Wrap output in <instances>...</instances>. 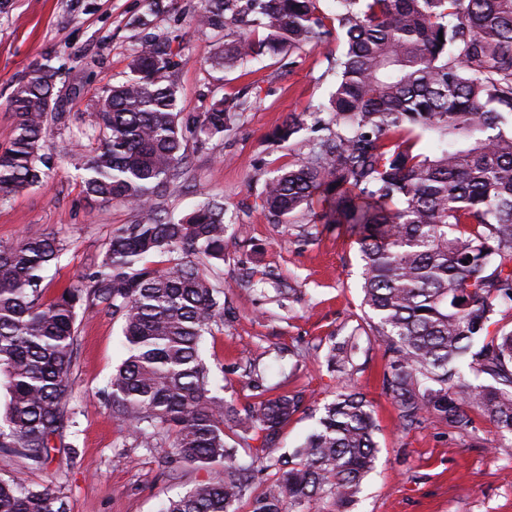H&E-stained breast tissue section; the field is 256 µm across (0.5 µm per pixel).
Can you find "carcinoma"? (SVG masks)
I'll return each instance as SVG.
<instances>
[{
	"mask_svg": "<svg viewBox=\"0 0 512 512\" xmlns=\"http://www.w3.org/2000/svg\"><path fill=\"white\" fill-rule=\"evenodd\" d=\"M203 0L197 24L224 35L212 59L232 72L322 37L343 41L331 60L336 84L318 111L326 134L300 141L296 160L265 183L259 207L277 224L308 217L345 227L359 246L361 329L387 357L383 386L399 428L428 415L467 431L475 417L512 436V0ZM175 51L146 35L97 113L104 137L76 157L84 191L100 204L137 208L140 218L112 235L84 286L42 300V273L61 251L57 237L31 231L0 245V450L44 467L73 423L68 402L78 311L123 322L127 357L112 373L111 410L145 440L171 438L179 459L224 463V481L202 483L162 512H239L256 473L277 478L250 512H317L330 499L344 512L372 472L378 448L372 405L357 390L336 392L293 452L280 432L302 409L294 390L239 410L218 395L201 354L223 316L221 291L202 266L224 261V207L197 205L175 220L163 198L188 169V143L229 129L241 103L216 99L184 112ZM58 69L39 63L10 97L16 127L0 150V199L44 182ZM301 129L290 115L273 132ZM435 136L431 154L417 141ZM175 254L160 266L155 255ZM468 263H463L467 257ZM500 325L495 333L488 327ZM355 343L332 345L327 368L349 373ZM485 379L474 384L468 376ZM258 441L252 462L238 447ZM0 512H68L51 487L0 481Z\"/></svg>",
	"mask_w": 512,
	"mask_h": 512,
	"instance_id": "1",
	"label": "carcinoma"
}]
</instances>
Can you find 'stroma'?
<instances>
[{"mask_svg":"<svg viewBox=\"0 0 512 512\" xmlns=\"http://www.w3.org/2000/svg\"><path fill=\"white\" fill-rule=\"evenodd\" d=\"M201 0H13L0 14V149L15 132L9 99L34 62L61 66L52 109L65 120L48 128L51 167L43 185L0 201V244L16 245L40 228L64 244L42 283L45 299L80 285L101 260L116 228L133 223L129 205L91 203L75 152L97 146L95 113L112 84L127 80L130 57L147 34L168 39L181 56L174 70L186 111L211 100L244 103L225 133L189 148V172L165 201L180 216L200 201L218 200L229 224L224 262L209 275L223 288L224 318L202 343V356L223 378L225 399L245 409L263 399L303 389L305 403L280 434V445L303 442L324 404L347 381L373 403L380 452L347 512H512V446L480 419L475 432L459 433L429 417L410 433L398 428V410L382 386L386 360L374 339L358 337L354 373L328 370L332 342L354 334L365 309L362 260L344 228L300 219L276 224L255 201L265 181L295 158V142L269 143L289 114L300 115V138L318 134L311 116L336 77L335 43L322 42L249 62L227 73L211 59L212 37L196 25ZM78 349L69 404L75 423L65 431L44 469L0 452V479L52 486L70 512H158L167 500L197 484L224 479L222 464L172 460L169 439L146 447L139 434L108 407L104 393L125 357L121 324L110 313L78 316ZM355 335V334H354ZM263 389L249 386L250 369Z\"/></svg>","mask_w":512,"mask_h":512,"instance_id":"stroma-1","label":"stroma"}]
</instances>
